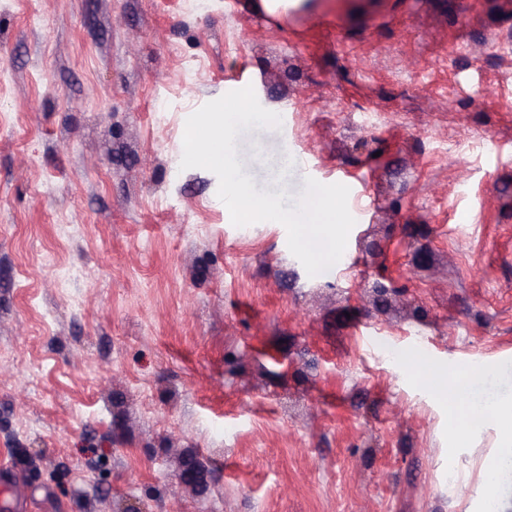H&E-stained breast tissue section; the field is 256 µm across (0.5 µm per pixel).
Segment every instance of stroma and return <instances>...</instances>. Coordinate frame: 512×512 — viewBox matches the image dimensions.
Masks as SVG:
<instances>
[{"mask_svg": "<svg viewBox=\"0 0 512 512\" xmlns=\"http://www.w3.org/2000/svg\"><path fill=\"white\" fill-rule=\"evenodd\" d=\"M247 86L282 118L235 141L256 190H350L317 276L180 167ZM451 396H512V0H0L23 512H475L501 424L449 438Z\"/></svg>", "mask_w": 512, "mask_h": 512, "instance_id": "obj_1", "label": "stroma"}]
</instances>
